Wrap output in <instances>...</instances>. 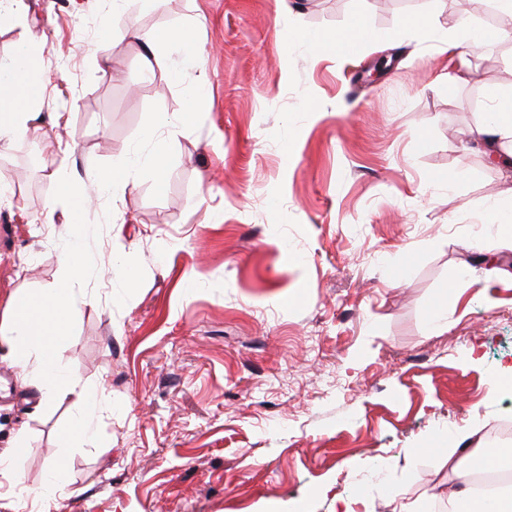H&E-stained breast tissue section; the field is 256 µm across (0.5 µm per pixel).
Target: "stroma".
Returning <instances> with one entry per match:
<instances>
[{
	"instance_id": "obj_1",
	"label": "stroma",
	"mask_w": 512,
	"mask_h": 512,
	"mask_svg": "<svg viewBox=\"0 0 512 512\" xmlns=\"http://www.w3.org/2000/svg\"><path fill=\"white\" fill-rule=\"evenodd\" d=\"M0 0V60L45 38L27 135L0 147V310L60 283L82 232L93 257L60 365L90 389L102 444L64 433L0 347V474L8 512H386L446 506L429 441L512 421L491 392L512 350V166L471 135L512 84V38L475 29L495 0ZM422 14L429 28L402 20ZM352 54L326 38L352 23ZM184 29L198 65L130 27ZM472 58L457 84L440 48ZM108 66H101V57ZM164 66L171 78L150 76ZM162 151L161 174L138 163ZM128 167L116 193L96 171ZM96 204L73 215V194ZM446 303L441 324L430 310ZM63 470L43 492L48 463Z\"/></svg>"
}]
</instances>
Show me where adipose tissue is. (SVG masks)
Segmentation results:
<instances>
[{
  "label": "adipose tissue",
  "instance_id": "adipose-tissue-1",
  "mask_svg": "<svg viewBox=\"0 0 512 512\" xmlns=\"http://www.w3.org/2000/svg\"><path fill=\"white\" fill-rule=\"evenodd\" d=\"M40 50L39 45L24 42L21 63L0 67V85L9 86L14 104L0 113V141L9 142L25 134L35 118L37 98L31 95V81L25 75ZM494 106L489 120L475 129L478 141L490 152L512 147V84L494 89ZM78 298L66 288H45L39 292L17 293L10 297L4 314L0 315V345L5 346L15 364L23 369V381L48 390L62 385L77 409L71 423L73 441L98 446L95 430V409L87 403V388L72 374L58 370L57 361L67 341L66 322ZM448 466L456 487L448 495L451 512H512V491L496 495L492 505L475 497L471 477L482 458L495 456L497 467L512 471V448H486L473 440L471 432L463 431L448 440Z\"/></svg>",
  "mask_w": 512,
  "mask_h": 512
}]
</instances>
